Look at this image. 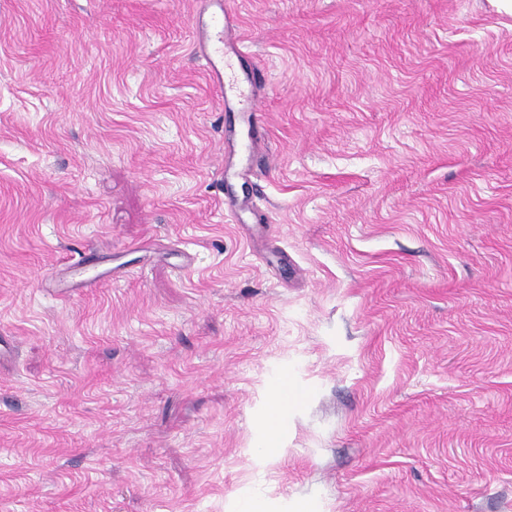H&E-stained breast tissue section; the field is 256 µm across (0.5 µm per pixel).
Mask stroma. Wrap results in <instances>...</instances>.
<instances>
[{
	"label": "stroma",
	"instance_id": "obj_1",
	"mask_svg": "<svg viewBox=\"0 0 512 512\" xmlns=\"http://www.w3.org/2000/svg\"><path fill=\"white\" fill-rule=\"evenodd\" d=\"M229 5L0 0V512H512V13ZM214 6L204 10L194 19L195 53L204 59V70L212 86L224 91V49L234 56L250 54L249 48L239 33L236 14L222 0H203ZM288 387V379L284 378L280 389H276L268 404L272 427L265 433L257 453L261 457L273 458L282 452L281 437L288 428V395H284L283 387Z\"/></svg>",
	"mask_w": 512,
	"mask_h": 512
}]
</instances>
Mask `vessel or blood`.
Masks as SVG:
<instances>
[{"mask_svg": "<svg viewBox=\"0 0 512 512\" xmlns=\"http://www.w3.org/2000/svg\"><path fill=\"white\" fill-rule=\"evenodd\" d=\"M205 10L194 19L195 50L204 59L209 82L224 88V56H243L249 48L239 33L236 14L223 0H204Z\"/></svg>", "mask_w": 512, "mask_h": 512, "instance_id": "1", "label": "vessel or blood"}]
</instances>
